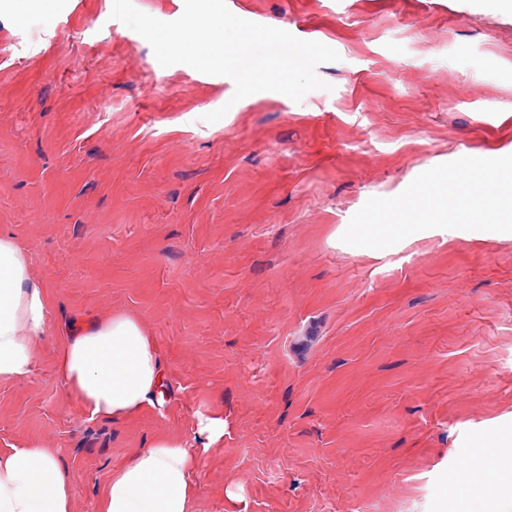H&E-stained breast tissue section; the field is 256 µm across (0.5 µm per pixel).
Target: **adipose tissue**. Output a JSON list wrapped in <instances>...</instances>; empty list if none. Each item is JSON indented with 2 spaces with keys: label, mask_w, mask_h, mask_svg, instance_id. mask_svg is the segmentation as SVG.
I'll use <instances>...</instances> for the list:
<instances>
[{
  "label": "adipose tissue",
  "mask_w": 512,
  "mask_h": 512,
  "mask_svg": "<svg viewBox=\"0 0 512 512\" xmlns=\"http://www.w3.org/2000/svg\"><path fill=\"white\" fill-rule=\"evenodd\" d=\"M30 255L14 236L0 234V381L26 377L48 331L49 295L29 275ZM66 388L89 418L120 420L162 406L167 393L159 345L130 315L93 319L69 330L56 358ZM224 437V415L199 414L193 438L161 436L115 468L97 512H191L202 453ZM478 447L485 455L463 474L488 507L512 490V431L492 429ZM75 471L49 448L0 452V512H70Z\"/></svg>",
  "instance_id": "adipose-tissue-1"
}]
</instances>
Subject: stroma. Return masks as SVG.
<instances>
[{
    "mask_svg": "<svg viewBox=\"0 0 512 512\" xmlns=\"http://www.w3.org/2000/svg\"><path fill=\"white\" fill-rule=\"evenodd\" d=\"M226 4L336 50L326 89L236 102L161 66L113 0H0V233L51 294L31 373L0 382V451L55 449L71 512H95L132 450L214 410L193 512H444L475 437L512 427V227L478 204L512 205V12ZM119 314L156 338L168 397L92 420L57 352Z\"/></svg>",
    "mask_w": 512,
    "mask_h": 512,
    "instance_id": "1",
    "label": "stroma"
}]
</instances>
